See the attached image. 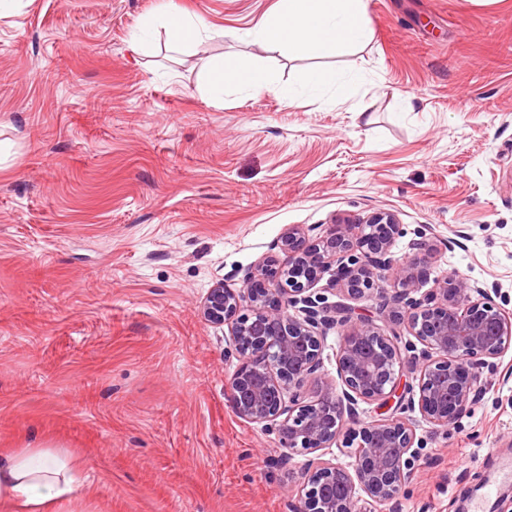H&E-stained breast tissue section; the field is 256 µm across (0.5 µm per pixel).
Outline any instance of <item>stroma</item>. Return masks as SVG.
<instances>
[{
	"label": "stroma",
	"instance_id": "35a3bbf8",
	"mask_svg": "<svg viewBox=\"0 0 512 512\" xmlns=\"http://www.w3.org/2000/svg\"><path fill=\"white\" fill-rule=\"evenodd\" d=\"M278 0H12L0 12V448L84 471L75 512H298L306 451L228 402L227 329L196 309L243 285L288 226L397 214L432 278L498 287L512 312V0H368L372 37L325 57L353 98L303 96L310 62L247 39ZM198 16L177 53L145 19ZM267 90L206 85L212 61ZM423 442L399 512H457L512 456V377Z\"/></svg>",
	"mask_w": 512,
	"mask_h": 512
}]
</instances>
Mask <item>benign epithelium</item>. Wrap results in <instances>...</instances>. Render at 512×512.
Here are the masks:
<instances>
[{
	"label": "benign epithelium",
	"mask_w": 512,
	"mask_h": 512,
	"mask_svg": "<svg viewBox=\"0 0 512 512\" xmlns=\"http://www.w3.org/2000/svg\"><path fill=\"white\" fill-rule=\"evenodd\" d=\"M399 233L390 211L336 219L315 238L290 226L276 244L286 262L255 265L238 290L216 282L197 307L202 321L228 326L224 357L238 361L230 407L277 430L282 464L332 447L346 423L355 425L356 446L344 451L346 461L302 473L300 512H373L396 505L413 473L416 420L364 421L359 404L395 399L403 410L446 428L488 389L483 369L498 368L512 349V314L498 302V289L475 286L452 272L420 297L411 296L429 279L428 261L393 262ZM329 271V289L351 299L376 290L388 320L404 324L412 337L411 361L402 358L397 333L386 334L372 320H354L347 303L330 305L312 292ZM338 325L344 327L336 355L339 393L321 373L325 339ZM407 373L413 381L405 379ZM310 383L320 392L305 402Z\"/></svg>",
	"instance_id": "obj_1"
}]
</instances>
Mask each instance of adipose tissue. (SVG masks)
Segmentation results:
<instances>
[{
	"mask_svg": "<svg viewBox=\"0 0 512 512\" xmlns=\"http://www.w3.org/2000/svg\"><path fill=\"white\" fill-rule=\"evenodd\" d=\"M366 9L367 0H279L277 9L252 36L277 46L285 55L317 60L359 49L368 42ZM161 22L175 52L200 39L206 29L200 18L181 11L163 14ZM360 80L356 72L331 75L312 67L305 72L300 88L317 93L332 86L337 98L347 100ZM270 82V73L259 66L241 67L220 61L208 72L209 85L219 93L228 85L257 93ZM297 89L283 90V98L292 99ZM81 483L69 453L55 448L0 451V512H70Z\"/></svg>",
	"mask_w": 512,
	"mask_h": 512,
	"instance_id": "ef3b65f1",
	"label": "adipose tissue"
}]
</instances>
